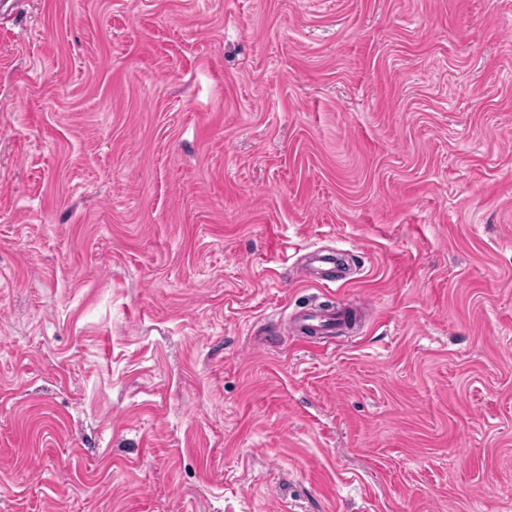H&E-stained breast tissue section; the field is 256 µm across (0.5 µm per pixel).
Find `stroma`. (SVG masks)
<instances>
[{
    "mask_svg": "<svg viewBox=\"0 0 512 512\" xmlns=\"http://www.w3.org/2000/svg\"><path fill=\"white\" fill-rule=\"evenodd\" d=\"M0 512H512V0L0 13ZM349 310L343 301H339L330 311H311L301 314L295 320V335L335 336L344 332L345 321Z\"/></svg>",
    "mask_w": 512,
    "mask_h": 512,
    "instance_id": "35a3bbf8",
    "label": "stroma"
}]
</instances>
